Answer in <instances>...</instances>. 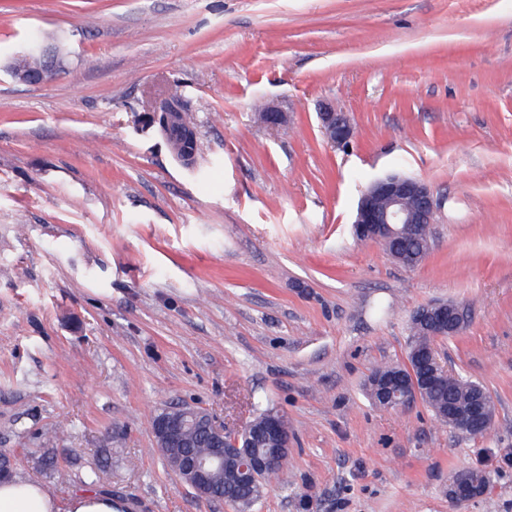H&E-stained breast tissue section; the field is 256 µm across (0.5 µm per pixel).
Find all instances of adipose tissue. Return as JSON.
<instances>
[{
	"mask_svg": "<svg viewBox=\"0 0 512 512\" xmlns=\"http://www.w3.org/2000/svg\"><path fill=\"white\" fill-rule=\"evenodd\" d=\"M0 512H116L110 495L77 492L59 499L47 485L15 475L0 481Z\"/></svg>",
	"mask_w": 512,
	"mask_h": 512,
	"instance_id": "ef3b65f1",
	"label": "adipose tissue"
}]
</instances>
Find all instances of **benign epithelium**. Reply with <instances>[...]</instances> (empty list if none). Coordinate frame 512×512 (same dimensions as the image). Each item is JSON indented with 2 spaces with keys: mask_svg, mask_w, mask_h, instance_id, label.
I'll list each match as a JSON object with an SVG mask.
<instances>
[{
  "mask_svg": "<svg viewBox=\"0 0 512 512\" xmlns=\"http://www.w3.org/2000/svg\"><path fill=\"white\" fill-rule=\"evenodd\" d=\"M65 68L57 48L45 45L40 51L39 65L18 75L17 81L40 85ZM321 127L329 141L345 145L354 136V129L347 115L334 109L319 113ZM149 120L159 124L167 138H179L186 147L196 143L194 127L183 119L180 103L167 96L149 113ZM435 211L433 192L423 181L391 174L374 180L363 192L354 221L355 234L360 239L374 240L380 244L395 238L402 226L432 223ZM418 322L433 336H454L466 325L467 311L457 303L438 301L421 309ZM418 380L403 371L389 375L382 386L380 397L387 409H398L419 400ZM491 402L481 392H476L469 409L458 413L448 409V420L465 431L488 430L493 426ZM200 436L211 448L207 457L191 450V437ZM154 434L158 447L165 449L173 462V470L182 484L202 499L212 498L215 482L224 473V462L239 460L236 476L243 481L264 479L288 458L291 445L288 425L275 414L248 423L236 434L224 431V424L205 409L185 406L179 412L167 410L157 415ZM462 469L448 478V501L458 504L474 500L477 491Z\"/></svg>",
  "mask_w": 512,
  "mask_h": 512,
  "instance_id": "benign-epithelium-1",
  "label": "benign epithelium"
}]
</instances>
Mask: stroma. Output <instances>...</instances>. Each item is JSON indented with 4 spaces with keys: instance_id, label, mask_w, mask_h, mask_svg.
<instances>
[{
    "instance_id": "35a3bbf8",
    "label": "stroma",
    "mask_w": 512,
    "mask_h": 512,
    "mask_svg": "<svg viewBox=\"0 0 512 512\" xmlns=\"http://www.w3.org/2000/svg\"><path fill=\"white\" fill-rule=\"evenodd\" d=\"M34 33L69 51L36 86L6 70ZM173 92L191 168L143 121ZM391 173L436 200L411 271L354 234ZM446 300L469 322L435 348L493 398L483 436L365 389ZM186 405L230 433L287 420L251 512H512L510 468L448 500L450 473L512 448V0H0V453L63 497L235 512L157 449L153 416ZM321 127L329 141L336 145H345L354 136V129L347 115L334 109L320 112Z\"/></svg>"
}]
</instances>
